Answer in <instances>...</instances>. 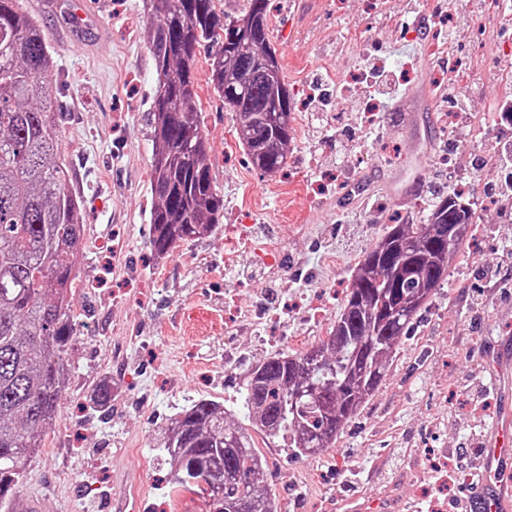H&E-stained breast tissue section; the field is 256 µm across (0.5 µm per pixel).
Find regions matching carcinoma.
Returning <instances> with one entry per match:
<instances>
[{"mask_svg":"<svg viewBox=\"0 0 512 512\" xmlns=\"http://www.w3.org/2000/svg\"><path fill=\"white\" fill-rule=\"evenodd\" d=\"M268 0H248L250 40L216 0H147L149 50L159 83L150 107V245L159 257L179 241L210 234L224 211L206 163L196 112V60L207 50L208 80L241 122L252 166L275 175L294 139L292 95L271 45ZM54 60L44 32L20 0H0V502L15 496L58 412L76 341L71 313L75 259L83 237L80 201L59 160ZM467 198L440 196L420 224L398 222L365 252L344 308L322 344L277 354L249 373L244 407L253 429L297 455L332 447L378 391L386 364L448 275L474 221ZM461 224L453 242L438 226ZM228 410L200 400L167 429L162 451L173 487H195L210 512H278L264 484L266 461L252 436L227 423Z\"/></svg>","mask_w":512,"mask_h":512,"instance_id":"cac0c4a2","label":"carcinoma"}]
</instances>
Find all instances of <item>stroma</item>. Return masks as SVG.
<instances>
[{
    "label": "stroma",
    "instance_id": "obj_1",
    "mask_svg": "<svg viewBox=\"0 0 512 512\" xmlns=\"http://www.w3.org/2000/svg\"><path fill=\"white\" fill-rule=\"evenodd\" d=\"M55 63L61 159L82 203L83 248L72 310L79 322L71 372L45 446L19 489L40 491V512H101L99 495L130 472L145 486L141 512H209L192 490H175L160 452L171 420L195 401L224 404L247 426L250 369L278 353L326 340L354 269L392 217L421 223L427 193L396 204L392 180L418 166L425 185L448 168L483 214L448 263V277L385 369V379L335 445L303 457L256 439L266 487L280 512H422L431 497L465 499L468 485L439 484L435 460L486 444L507 394L487 402L464 391L490 384L498 357L512 355V209L485 196L505 168L494 151L512 141V120H491L512 82V13L494 0H269L271 43L294 99L288 166L274 176L249 165L233 112L205 81L198 56L199 117L206 162L224 217L207 237L166 257L150 246L153 141L147 114L157 86L143 0H26ZM422 10L428 24L401 26ZM461 44L448 43L447 28ZM378 49L396 78L386 86L380 127L360 122L361 60ZM450 71L457 96L486 118L484 132H449L432 87ZM327 89L325 122L347 126L344 147L310 124L312 82ZM429 86L425 99L414 93ZM112 389L101 406L94 392Z\"/></svg>",
    "mask_w": 512,
    "mask_h": 512
}]
</instances>
